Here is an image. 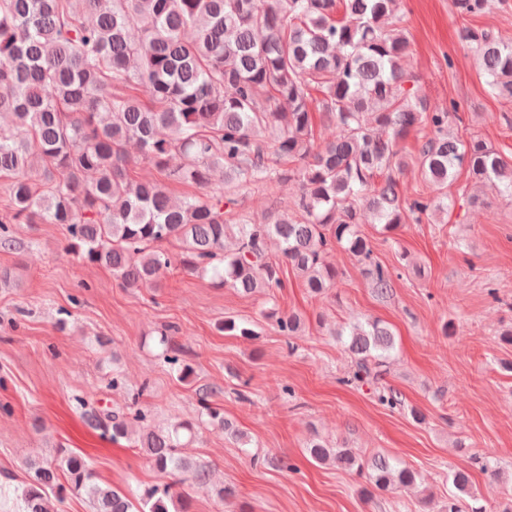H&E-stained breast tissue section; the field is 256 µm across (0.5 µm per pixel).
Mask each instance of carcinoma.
Returning a JSON list of instances; mask_svg holds the SVG:
<instances>
[{
	"label": "carcinoma",
	"mask_w": 512,
	"mask_h": 512,
	"mask_svg": "<svg viewBox=\"0 0 512 512\" xmlns=\"http://www.w3.org/2000/svg\"><path fill=\"white\" fill-rule=\"evenodd\" d=\"M399 0H0V116L22 131L0 127V178L9 205L0 213V247L11 224H63L67 249L112 270L123 288L156 286L172 264L165 245L180 248L190 273L212 272L242 294L271 295L287 287L286 264L319 295L339 272L325 255L340 248L366 266L375 293L386 298L396 270L375 260L360 224L382 230L448 215L445 189L455 172L490 182L512 200V156L477 137L450 131L455 100L429 111L407 85L410 42ZM196 36L185 38L187 30ZM459 39L477 56L486 83L512 102V41L492 30L462 26ZM336 129L318 144L314 114ZM424 132L414 162L434 193L400 196L396 176L406 166L400 142ZM135 143L163 176H132ZM224 182L212 187L213 175ZM296 180L294 212L262 221L224 218L234 199L224 187ZM171 183L200 193L172 198ZM277 242L282 262L268 257ZM282 336L301 319L264 312ZM335 335L351 356L345 386H369L390 409L404 406L383 384L395 338L380 320L357 322ZM200 396L209 425L244 448L247 436ZM89 428L116 440L136 436L163 482L139 493L97 482L80 456L59 451L29 461L32 475L17 494L20 512H54L65 494L85 495L92 512H184L186 481L209 473L179 451L189 422L167 431L145 424L128 405L103 411L78 397ZM320 464L353 470L371 490L411 486L413 469L381 455L312 441ZM63 474L67 484L58 482ZM448 512H487L464 471L452 474Z\"/></svg>",
	"instance_id": "cac0c4a2"
}]
</instances>
